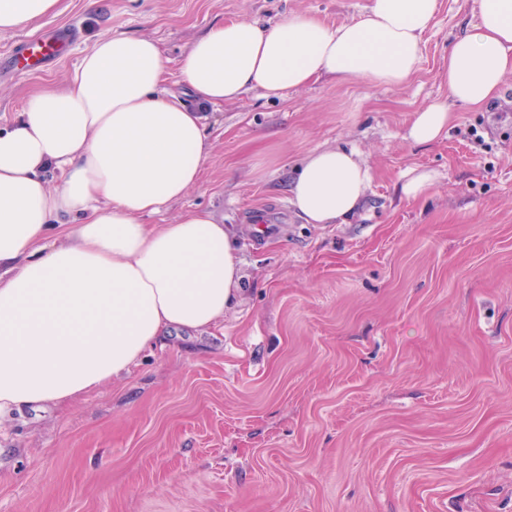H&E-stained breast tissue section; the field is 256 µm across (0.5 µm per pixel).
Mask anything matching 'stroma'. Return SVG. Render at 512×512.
Returning a JSON list of instances; mask_svg holds the SVG:
<instances>
[{"instance_id":"obj_1","label":"stroma","mask_w":512,"mask_h":512,"mask_svg":"<svg viewBox=\"0 0 512 512\" xmlns=\"http://www.w3.org/2000/svg\"><path fill=\"white\" fill-rule=\"evenodd\" d=\"M62 0L0 33V125L65 84L101 31L147 36L178 64L211 26L306 13L338 25L369 0ZM405 85L322 78L282 100L214 109L202 181L149 221L212 211L235 225L239 298L220 328L172 335L72 404L0 419V512H512V76L505 98L457 105L435 143L405 137L448 97V45L477 0H438ZM66 34L38 73L36 31ZM374 171L343 224L287 200L317 147ZM437 172L406 200L405 172Z\"/></svg>"}]
</instances>
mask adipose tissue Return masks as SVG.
<instances>
[{"mask_svg": "<svg viewBox=\"0 0 512 512\" xmlns=\"http://www.w3.org/2000/svg\"><path fill=\"white\" fill-rule=\"evenodd\" d=\"M59 2L0 0V32L57 13ZM437 9L438 0H370L339 25L303 13L224 21L179 61L188 103L166 88L156 41L105 33L64 85L32 94L0 128V414L69 403L129 373L162 337L223 322L243 278L234 230L209 211L146 222L200 182L208 110L251 89L281 98L321 77L405 85ZM510 75L512 0H477L448 47V98L415 112L407 140L442 138L451 105L485 107ZM373 179L357 150L317 147L288 201L305 223L337 224Z\"/></svg>", "mask_w": 512, "mask_h": 512, "instance_id": "adipose-tissue-1", "label": "adipose tissue"}]
</instances>
